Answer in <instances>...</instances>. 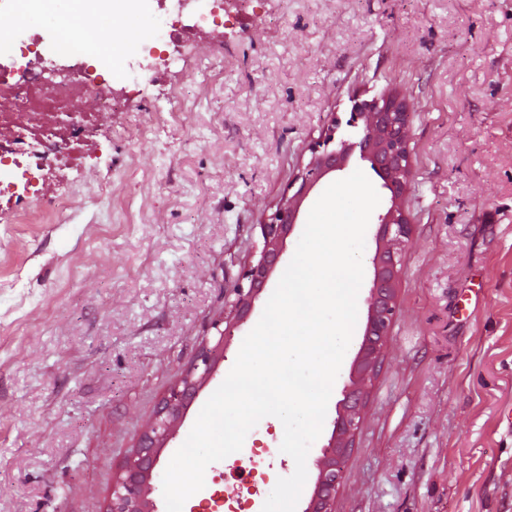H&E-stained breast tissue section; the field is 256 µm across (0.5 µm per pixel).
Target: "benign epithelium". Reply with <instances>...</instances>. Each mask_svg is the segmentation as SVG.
Wrapping results in <instances>:
<instances>
[{
  "label": "benign epithelium",
  "mask_w": 512,
  "mask_h": 512,
  "mask_svg": "<svg viewBox=\"0 0 512 512\" xmlns=\"http://www.w3.org/2000/svg\"><path fill=\"white\" fill-rule=\"evenodd\" d=\"M346 126L349 130H341V121L333 119L313 147L306 171L293 181L296 191L282 196L269 222L261 226L264 246L260 257L245 272L248 286L237 289L236 307L243 323L252 310L253 300L280 265L284 243L298 224L305 199L321 178L344 169L350 157L359 153V158L369 163L381 180L382 188L389 191L391 205L378 217L376 236L380 245L372 258L374 277L362 344L363 360L343 386L344 402L330 441L313 460L318 478L306 512H325L324 507L339 482L341 467L336 449L351 447V438L358 428L360 400L371 383L380 342L395 319L403 250L411 234L406 197L413 178V161L411 120L405 95L384 92L371 100L354 102ZM194 396V384L187 378L170 389L154 427L144 435L134 459L127 463L123 476L112 486L111 512H144L143 486L156 467L155 445L174 437L175 417Z\"/></svg>",
  "instance_id": "7a95c632"
}]
</instances>
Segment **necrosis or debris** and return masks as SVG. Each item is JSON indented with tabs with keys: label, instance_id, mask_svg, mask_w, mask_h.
<instances>
[{
	"label": "necrosis or debris",
	"instance_id": "4bbe7bcc",
	"mask_svg": "<svg viewBox=\"0 0 512 512\" xmlns=\"http://www.w3.org/2000/svg\"><path fill=\"white\" fill-rule=\"evenodd\" d=\"M145 6V0H80V23L96 28ZM43 11L44 0H29L14 30L0 36V128L11 132L0 139V212L18 209L22 224L50 222L53 212L67 208L64 200L47 202L46 172L86 164L99 113L111 111L122 93L143 90L138 78L114 77L111 55L72 54L51 43L48 29L34 23ZM223 24L224 0H175L164 19L171 50L160 63H146V70L179 65L190 51V33ZM270 454L247 449L235 487L223 498L210 494L206 512H248L242 492L259 489Z\"/></svg>",
	"mask_w": 512,
	"mask_h": 512
}]
</instances>
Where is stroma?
<instances>
[{
	"instance_id": "obj_1",
	"label": "stroma",
	"mask_w": 512,
	"mask_h": 512,
	"mask_svg": "<svg viewBox=\"0 0 512 512\" xmlns=\"http://www.w3.org/2000/svg\"><path fill=\"white\" fill-rule=\"evenodd\" d=\"M158 5L111 20L136 64ZM412 108V239L331 512H512V0H226L146 96L103 113L91 168L53 173L72 208L0 213V512H107L168 390L215 360L158 451L148 500L276 288L237 325L235 288L310 147L350 99ZM173 111H166L167 103ZM369 222L358 317L320 450L361 355L377 249ZM265 419L245 447L277 449Z\"/></svg>"
}]
</instances>
